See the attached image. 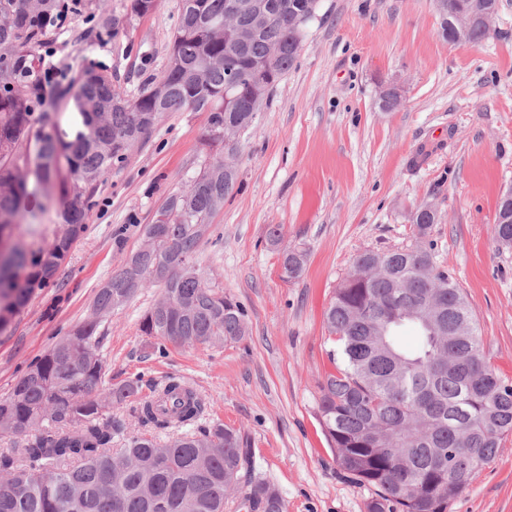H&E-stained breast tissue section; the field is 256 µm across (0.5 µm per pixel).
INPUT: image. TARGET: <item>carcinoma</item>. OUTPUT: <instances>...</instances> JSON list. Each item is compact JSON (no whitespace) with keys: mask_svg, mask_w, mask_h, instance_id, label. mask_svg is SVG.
Instances as JSON below:
<instances>
[{"mask_svg":"<svg viewBox=\"0 0 512 512\" xmlns=\"http://www.w3.org/2000/svg\"><path fill=\"white\" fill-rule=\"evenodd\" d=\"M180 0L167 64L132 97L99 65L82 69L66 94L75 112L69 136L62 113L39 87L50 66L37 48L59 31L63 0H0V332L35 289L57 273L85 229L102 178L124 164L169 112L207 113L209 155L142 229L141 245L98 289L91 314L61 338L0 400V433L21 436L0 452V512H224L241 487V512H285L284 499L252 471L247 434L204 420L203 398L171 377L141 398V380L104 386L98 329L158 276L163 294L139 330L166 344L222 347L249 335L248 314L233 296L202 282L196 258L213 234V216L237 182L224 165V126L250 127L257 79L266 94L295 64L320 0ZM440 35L456 16L488 0H442ZM492 29L475 23L464 42ZM280 55L269 60L275 49ZM64 158L66 173L56 167ZM58 188L64 232L46 246L15 236L32 191ZM512 202L501 197L491 226L497 251L512 249ZM437 213L416 209L411 244L365 250L353 260L325 312L341 343V362L320 382L318 410L337 467L373 494L367 512H448L475 474L512 435V382L491 366L473 310L450 271L435 261ZM282 274L298 278L305 254L282 253ZM417 332L407 349L400 333ZM129 408L141 431L127 432L109 408ZM124 440L114 453L112 443Z\"/></svg>","mask_w":512,"mask_h":512,"instance_id":"cac0c4a2","label":"carcinoma"}]
</instances>
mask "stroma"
<instances>
[{"label":"stroma","mask_w":512,"mask_h":512,"mask_svg":"<svg viewBox=\"0 0 512 512\" xmlns=\"http://www.w3.org/2000/svg\"><path fill=\"white\" fill-rule=\"evenodd\" d=\"M90 2L114 25L98 40L90 13L68 20L52 58L61 75L46 88L59 112L70 110L65 91L88 63L106 67L128 94L167 62L179 0H157L143 17L132 0ZM492 28L481 44L451 45L439 35L435 0H321L295 65L239 138L237 184L197 257L205 281L246 308L249 336L158 351L139 330L157 287L100 327L106 383L138 376L147 390L182 378L205 400L207 419L249 434L255 472L288 512H366L370 489L337 469L319 421V384L337 348L324 311L359 252L410 243L417 207L436 210V260L472 307L491 365L512 381V251L496 252L489 233L512 188V0H498ZM389 86L401 98L386 112L380 96ZM206 121L190 109L169 113L105 175L57 285L37 289L0 333V399L87 318L143 225L199 170ZM31 206L35 222L17 232L47 245L64 231L59 202ZM288 247L306 253L291 281L281 269ZM448 512H512V436Z\"/></svg>","instance_id":"1"}]
</instances>
